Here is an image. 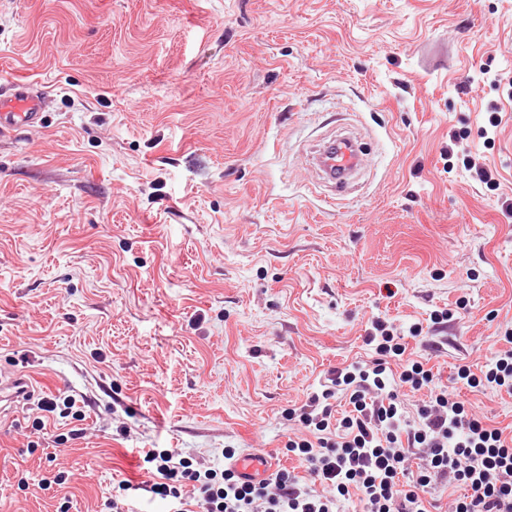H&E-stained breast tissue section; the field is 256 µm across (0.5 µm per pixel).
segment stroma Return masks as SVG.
Instances as JSON below:
<instances>
[{
  "label": "stroma",
  "instance_id": "1",
  "mask_svg": "<svg viewBox=\"0 0 512 512\" xmlns=\"http://www.w3.org/2000/svg\"><path fill=\"white\" fill-rule=\"evenodd\" d=\"M487 63L512 81V0H0V78L50 97L0 133V375L37 387L0 413V512H170L151 448L271 453L310 486L284 411L371 360L369 318L421 324L407 352L447 387L502 348L512 98ZM343 128L367 160L339 194L307 157ZM462 398L512 426V395Z\"/></svg>",
  "mask_w": 512,
  "mask_h": 512
}]
</instances>
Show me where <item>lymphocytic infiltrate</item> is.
I'll use <instances>...</instances> for the list:
<instances>
[{
  "mask_svg": "<svg viewBox=\"0 0 512 512\" xmlns=\"http://www.w3.org/2000/svg\"><path fill=\"white\" fill-rule=\"evenodd\" d=\"M401 330L372 320L365 343L374 357L333 370L287 417L296 432L288 450L307 462L320 489L280 469L257 483L232 469L201 468L169 450L145 452L158 498L193 502L196 512H343L359 492L365 512H429L430 490L447 485L448 512H512V436L469 412L459 388L512 394V329L505 346L479 370L458 367L455 390L438 384L430 368L406 358ZM421 395L407 412L402 390ZM350 410L335 417L333 403Z\"/></svg>",
  "mask_w": 512,
  "mask_h": 512,
  "instance_id": "lymphocytic-infiltrate-1",
  "label": "lymphocytic infiltrate"
}]
</instances>
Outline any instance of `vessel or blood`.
<instances>
[{"label":"vessel or blood","mask_w":512,"mask_h":512,"mask_svg":"<svg viewBox=\"0 0 512 512\" xmlns=\"http://www.w3.org/2000/svg\"><path fill=\"white\" fill-rule=\"evenodd\" d=\"M49 97L38 85L17 81H0V133L41 127ZM314 161L323 178L336 187H343L357 171L361 149L351 137L339 136L320 149ZM32 393L31 381L17 374L0 382V401L21 402ZM277 459L271 454H245L231 463L236 474L245 480H260L272 473Z\"/></svg>","instance_id":"1"}]
</instances>
